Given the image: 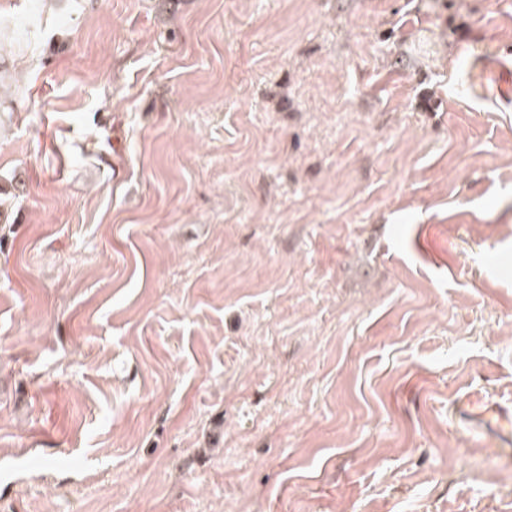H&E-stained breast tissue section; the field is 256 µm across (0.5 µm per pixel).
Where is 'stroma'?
Segmentation results:
<instances>
[{"mask_svg": "<svg viewBox=\"0 0 512 512\" xmlns=\"http://www.w3.org/2000/svg\"><path fill=\"white\" fill-rule=\"evenodd\" d=\"M508 68L512 0H0V512H512Z\"/></svg>", "mask_w": 512, "mask_h": 512, "instance_id": "35a3bbf8", "label": "stroma"}]
</instances>
